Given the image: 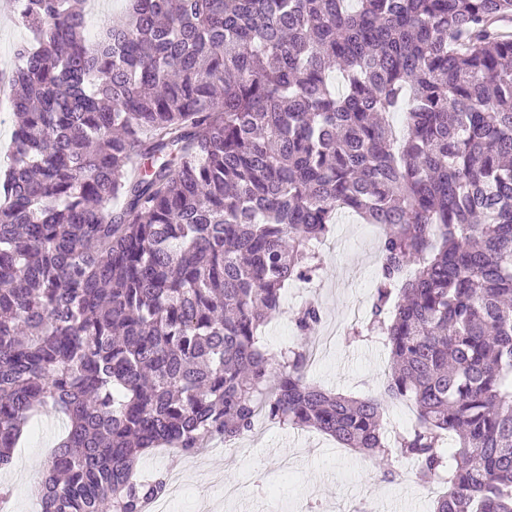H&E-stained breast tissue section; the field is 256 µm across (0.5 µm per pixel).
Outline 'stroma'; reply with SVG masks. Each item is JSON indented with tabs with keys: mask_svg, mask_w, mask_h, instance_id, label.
<instances>
[{
	"mask_svg": "<svg viewBox=\"0 0 512 512\" xmlns=\"http://www.w3.org/2000/svg\"><path fill=\"white\" fill-rule=\"evenodd\" d=\"M29 31L16 9H0V66L17 62V49ZM378 236L355 217L341 215L320 248L324 271L319 279L291 284L281 313L258 333L269 353L303 343L333 345L318 353L308 370L310 381L335 393L363 397L379 393L388 370L389 351L382 344L349 339L344 328L351 315L367 317L378 278ZM322 310V322L310 337L300 336L293 313L306 301ZM64 429L51 410L35 420L12 464L0 469V487L8 488L9 512H31L30 482L41 481L44 464ZM147 474L182 475V489L168 496L169 512H431L434 501L414 476L416 465H399L387 480L368 455L340 447L312 429H293L258 418L251 432L233 442L210 447L193 457L160 450L143 458Z\"/></svg>",
	"mask_w": 512,
	"mask_h": 512,
	"instance_id": "obj_1",
	"label": "stroma"
}]
</instances>
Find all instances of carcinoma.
<instances>
[{"label":"carcinoma","mask_w":512,"mask_h":512,"mask_svg":"<svg viewBox=\"0 0 512 512\" xmlns=\"http://www.w3.org/2000/svg\"><path fill=\"white\" fill-rule=\"evenodd\" d=\"M87 3L18 0L0 468L51 409L41 512H144L167 492L139 474L153 449L264 415L387 475L417 461L447 484L434 512H512V0H125L92 40ZM342 212L383 228L349 327L389 349L365 398L308 383L304 347L257 345ZM399 401L416 424L390 445ZM416 422L414 407L409 402L391 405L384 415V426L393 435V432H405L412 428Z\"/></svg>","instance_id":"1"}]
</instances>
